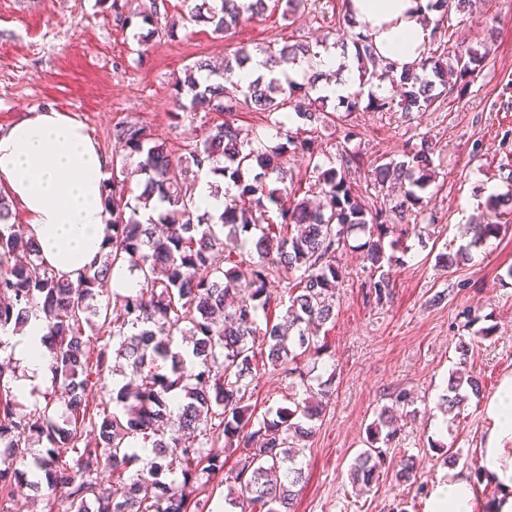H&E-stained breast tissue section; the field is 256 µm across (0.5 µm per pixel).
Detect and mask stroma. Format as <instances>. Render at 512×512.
<instances>
[{
	"mask_svg": "<svg viewBox=\"0 0 512 512\" xmlns=\"http://www.w3.org/2000/svg\"><path fill=\"white\" fill-rule=\"evenodd\" d=\"M148 3L0 0V126L34 109H60L83 122L107 156L123 153L112 137L122 121L147 126L180 154L221 120L214 112L177 113L174 84L186 68L203 59L221 62L240 45L253 51L271 41L320 42L344 14V0H317L293 18L268 11L218 39L210 27L187 22L191 0H167L161 21L178 20L176 36L145 42L136 27L117 25L115 13ZM458 43L488 53L480 77L465 91L441 96L409 119L364 104L349 117L357 135L347 148L359 159L349 180L363 199L385 196L384 187L370 184L369 170L386 157H400L417 135L435 146V175L426 211L409 217L415 232L404 264L392 271V299H365L366 234L352 235L338 254L344 272L339 306L316 370L330 379L332 395L313 422L294 512H425L427 488L438 475L476 471V450L489 426L484 404L512 375V279L505 275L512 266V232L472 249L467 264L451 267L437 259L456 252L466 224L490 195L512 187V155L500 146L504 131H512V0H477L473 13H451L435 26L429 47ZM485 327L491 336L477 337ZM462 341L471 347L467 368L481 393L455 418L443 414L440 402ZM398 390L411 394V406L395 407ZM287 403V379L258 370L250 412L261 415ZM384 407L393 409L399 425L386 454L412 458L417 481L397 484L386 467L363 489L352 483L350 465ZM442 447L461 449L455 466L444 465Z\"/></svg>",
	"mask_w": 512,
	"mask_h": 512,
	"instance_id": "obj_1",
	"label": "stroma"
}]
</instances>
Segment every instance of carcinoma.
Segmentation results:
<instances>
[{
  "label": "carcinoma",
  "instance_id": "1",
  "mask_svg": "<svg viewBox=\"0 0 512 512\" xmlns=\"http://www.w3.org/2000/svg\"><path fill=\"white\" fill-rule=\"evenodd\" d=\"M310 0H199L189 20L212 27L222 39L229 29L267 9L294 16ZM472 0H430L442 15L471 6ZM165 0H150L142 11L117 13L127 27L140 18L150 29L143 40L175 36V25L157 26ZM359 76L383 84L393 78L390 63L376 56L368 36L351 35ZM265 63L307 66V83L298 85L259 76L242 85L236 71L251 61V52L239 47L224 57V66L198 60L175 83V105L189 112H221L224 120L208 128L201 142L174 157L145 126L121 122L112 129L136 168L112 164L105 181L103 206L109 214V250L74 282L43 265L39 249L25 231L12 222V209L0 194V332L11 324L40 318L47 330L44 341L50 368L61 393L45 397V405L20 414L10 390L9 365L0 361V512H7L5 495L18 480L36 468L44 474L49 494L45 512H213L210 496H200L205 474L224 467L226 453H239L229 481L248 512H291L298 486L303 483L300 456L313 434L311 422L323 411L322 399L331 383L313 384L306 358L326 351L320 341L324 326L336 317V284L342 267L336 253L349 237L367 228L372 235L363 244L364 260L378 277L370 280L366 297L377 304L389 300L393 266L405 252L409 225L403 215L423 206L422 193L431 184L434 146L418 137L403 159L378 164L369 174L377 185L391 184L399 196L379 206L353 192L347 173L356 156L341 150L340 167L320 163L317 139L287 127L293 110L304 124L336 125V113L323 109L317 94L323 77L319 53L307 43L260 48ZM486 56L475 50H448L426 57L420 71L400 76L399 100L373 97L369 107L388 111L422 112L448 88V77L473 78L484 68ZM264 113L262 129L243 130L234 123L242 108ZM274 128L283 142L268 149L267 130ZM306 162L308 192L298 198L289 182L286 153ZM206 171L239 183L238 195L224 202V212H200L189 172ZM157 201V218L138 219ZM512 209V190L488 198L478 223L470 225L471 240L454 254L438 260L449 266L468 261L470 248L507 233L503 207ZM258 231L254 249L241 253L240 236ZM238 259H233V253ZM128 266L140 272L137 287L116 297L117 304L93 303L108 293L114 271ZM284 281L288 304L282 315L270 319L271 295L266 283L273 274ZM239 294L237 305L226 298ZM265 327H260L259 318ZM96 326L102 344L87 350L84 325ZM187 343L182 349L176 337ZM470 346L458 345L459 368L449 374L445 412L461 409L469 395L481 392L478 379L466 372ZM272 372L288 378L290 406L279 407L256 420L244 402L250 399L256 359ZM138 377L135 390L122 386L116 396L90 405L88 390L103 386L111 364L120 360ZM99 431V447H80L83 428ZM398 427L391 409L382 410L370 425L367 448L353 460V482L371 485L385 466L378 443H389ZM37 437L44 451L32 457L26 448ZM150 449L141 459L139 449ZM141 469L126 480L105 485L99 475L110 470L121 475L137 461ZM180 473L182 480L166 481ZM400 483H415L414 462L400 460L395 471Z\"/></svg>",
  "mask_w": 512,
  "mask_h": 512
}]
</instances>
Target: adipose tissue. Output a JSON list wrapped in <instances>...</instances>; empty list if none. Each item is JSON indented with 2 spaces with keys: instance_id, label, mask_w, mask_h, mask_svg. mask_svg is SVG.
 I'll list each match as a JSON object with an SVG mask.
<instances>
[{
  "instance_id": "ef3b65f1",
  "label": "adipose tissue",
  "mask_w": 512,
  "mask_h": 512,
  "mask_svg": "<svg viewBox=\"0 0 512 512\" xmlns=\"http://www.w3.org/2000/svg\"><path fill=\"white\" fill-rule=\"evenodd\" d=\"M358 29L371 38L379 56L404 72L419 62L432 34L435 16L429 0H348ZM323 67L338 71L337 80L319 82L322 96L343 98L371 85L359 81L358 65L336 53L322 56ZM109 160L86 126L72 113L33 110L0 127V185L29 216L27 233L36 241L45 264L57 275L77 279L107 251L102 205ZM40 320L29 319L20 334H3L25 369L13 388L29 395L50 367ZM490 429L477 450L478 474L453 472L438 477L429 491L428 512H512V377L504 378L484 406ZM494 496L481 501L477 484Z\"/></svg>"
}]
</instances>
